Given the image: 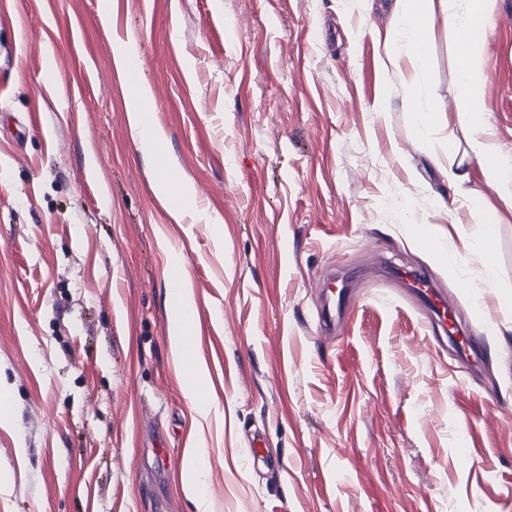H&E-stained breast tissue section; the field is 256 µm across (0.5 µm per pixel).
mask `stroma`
<instances>
[{"label":"stroma","instance_id":"1","mask_svg":"<svg viewBox=\"0 0 512 512\" xmlns=\"http://www.w3.org/2000/svg\"><path fill=\"white\" fill-rule=\"evenodd\" d=\"M394 5L0 9V393L16 411L0 424V512H199L198 449L209 512H512V331L460 356L393 276L426 275L463 332L480 326L419 242L451 251L478 231L480 199L448 185V141L465 140L453 33L436 17L426 86L443 110L420 142L409 65L380 64ZM136 84L158 144L130 125ZM479 110L512 167V0H496ZM164 180L204 218L174 216ZM331 277L348 301L326 333ZM505 290L512 217L481 291L512 323Z\"/></svg>","mask_w":512,"mask_h":512}]
</instances>
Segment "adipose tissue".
I'll list each match as a JSON object with an SVG mask.
<instances>
[{"label":"adipose tissue","instance_id":"ef3b65f1","mask_svg":"<svg viewBox=\"0 0 512 512\" xmlns=\"http://www.w3.org/2000/svg\"><path fill=\"white\" fill-rule=\"evenodd\" d=\"M494 0H397L396 27L382 50L386 62L398 65L408 59L414 68L428 66L429 23L435 13H443L456 37L458 88L467 105L465 115L467 154L480 165L489 194L476 214L479 233L461 236L460 244L445 255L450 271L467 277L472 263H480L485 274H492L496 245L505 214H512V170L502 164L497 136L477 106L482 96L483 48L493 19Z\"/></svg>","mask_w":512,"mask_h":512}]
</instances>
